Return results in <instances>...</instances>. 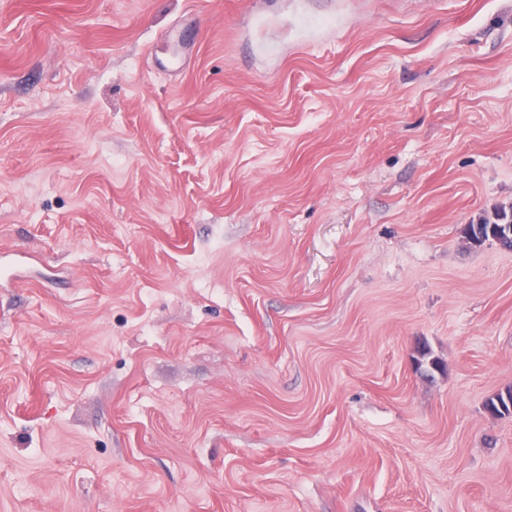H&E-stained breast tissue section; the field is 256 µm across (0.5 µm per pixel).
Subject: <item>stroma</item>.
<instances>
[{
    "instance_id": "35a3bbf8",
    "label": "stroma",
    "mask_w": 512,
    "mask_h": 512,
    "mask_svg": "<svg viewBox=\"0 0 512 512\" xmlns=\"http://www.w3.org/2000/svg\"><path fill=\"white\" fill-rule=\"evenodd\" d=\"M497 210L512 0H0V512H512Z\"/></svg>"
}]
</instances>
